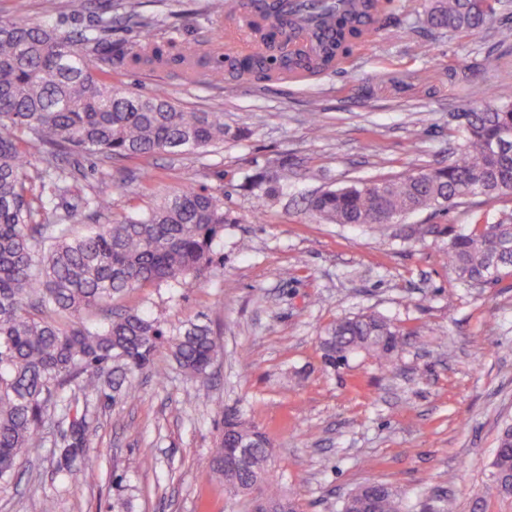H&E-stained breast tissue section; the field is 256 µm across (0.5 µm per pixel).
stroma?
I'll use <instances>...</instances> for the list:
<instances>
[{
    "instance_id": "stroma-1",
    "label": "stroma",
    "mask_w": 512,
    "mask_h": 512,
    "mask_svg": "<svg viewBox=\"0 0 512 512\" xmlns=\"http://www.w3.org/2000/svg\"><path fill=\"white\" fill-rule=\"evenodd\" d=\"M122 0H89L79 18L47 16L28 0L26 19L73 30L109 14L113 45L190 43L241 57L252 37L239 21L215 22L207 0H142L155 18H126ZM427 0H394L391 23L336 70L302 83L197 81L182 69L112 76L133 92L161 91L182 108L220 112L243 130L205 157L155 155L146 165L96 162L80 183L104 194L102 223L152 207L193 183L224 198L231 222L213 247L205 279L153 285L118 307L143 311L163 328L202 321L219 352L207 379L186 375L160 350L164 382L141 374L135 399L92 403L83 455L73 480L57 475L55 431L30 456L17 481L0 487V512H245L207 463L224 412L264 429L274 444L272 478L299 499L301 512H339L357 487L396 488L403 512H512L491 461L512 424V277L474 288L442 259L463 229L512 215V198L476 201L448 213L425 210L378 231L316 220L309 199L359 179L444 166L461 134L460 114L512 99V41L433 27ZM291 168L282 193L243 189L246 176ZM160 174L154 192L143 172ZM376 314L411 329L390 366L369 354L332 369L320 341L336 320Z\"/></svg>"
}]
</instances>
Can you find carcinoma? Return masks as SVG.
<instances>
[{"instance_id":"cac0c4a2","label":"carcinoma","mask_w":512,"mask_h":512,"mask_svg":"<svg viewBox=\"0 0 512 512\" xmlns=\"http://www.w3.org/2000/svg\"><path fill=\"white\" fill-rule=\"evenodd\" d=\"M315 12L298 19L296 0H211L218 19L257 16V50L235 63L236 79L273 81L279 66L313 73L337 66L365 38L360 17L383 26V0H355L340 13L332 0H314ZM428 21L463 33L491 29L503 42L512 27L497 24L495 0H429ZM109 20L80 31L27 22L22 15L0 20V483L20 472L44 447L51 425L62 439L58 473L76 468L88 427L91 400L112 399L131 376L160 373L154 357L168 344L177 366L202 378L218 344L210 326L193 321L163 331L134 309L111 312L101 325L88 316L133 288L206 277L213 245L229 223L224 199L192 185L161 199L146 212L115 224H96L76 233L67 224L44 223V202L29 197L27 156L37 150L54 193L70 191L87 156L145 161L169 155H204L239 139L224 126V113L184 110L162 92L137 95L112 82L115 63L157 69L170 62L192 64L194 51L171 53L173 45L151 42L136 53L114 49L105 32ZM71 158L62 168L58 157ZM288 182V159L272 178L249 175L243 187L267 195ZM512 196V101L484 104L463 113L462 141L454 160L429 167L421 177L405 174L328 189L309 200L310 209L331 224H369L382 229L408 214L446 212L473 197ZM445 258L459 280L482 286L512 277V216L448 242ZM410 332L387 318L363 314L334 322L322 339V359L336 367L365 351L388 360ZM250 448L247 467L222 466L227 439ZM272 444L267 434L234 413H224V431L210 471L234 493L259 494L297 512L296 495L268 482ZM491 466L502 494L512 496V426L499 438ZM374 512H403L400 493L383 483Z\"/></svg>"}]
</instances>
